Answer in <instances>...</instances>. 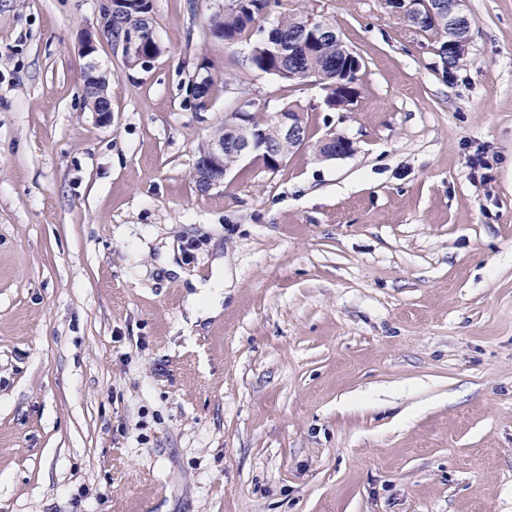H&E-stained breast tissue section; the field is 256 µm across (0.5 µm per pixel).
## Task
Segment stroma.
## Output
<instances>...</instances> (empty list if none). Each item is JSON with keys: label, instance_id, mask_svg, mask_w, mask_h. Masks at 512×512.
Returning a JSON list of instances; mask_svg holds the SVG:
<instances>
[{"label": "stroma", "instance_id": "obj_1", "mask_svg": "<svg viewBox=\"0 0 512 512\" xmlns=\"http://www.w3.org/2000/svg\"><path fill=\"white\" fill-rule=\"evenodd\" d=\"M152 4L131 67L80 50L98 0H0V512H512V0L448 75L386 0H306L363 61L343 112L211 38L224 0ZM245 96L356 150L200 193ZM210 288H216V291L212 294L209 302L206 304H200L197 300L188 308L189 318L192 322L196 321L199 317L215 315L220 311V301L222 299L221 292L222 288H224V277L217 276L213 278L207 287L204 288L207 289L204 296L211 295Z\"/></svg>", "mask_w": 512, "mask_h": 512}]
</instances>
